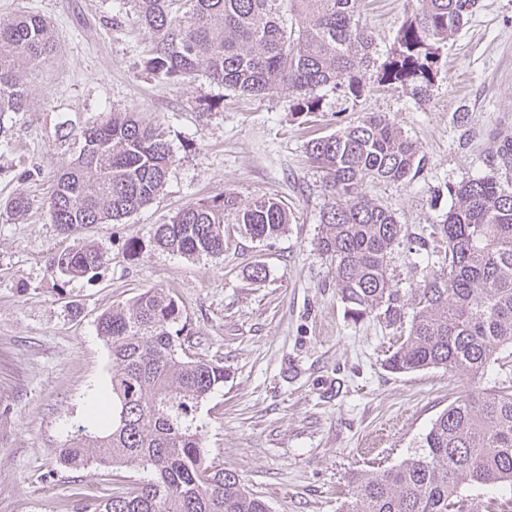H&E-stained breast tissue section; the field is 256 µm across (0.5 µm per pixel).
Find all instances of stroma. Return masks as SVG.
Segmentation results:
<instances>
[{
	"label": "stroma",
	"instance_id": "obj_1",
	"mask_svg": "<svg viewBox=\"0 0 512 512\" xmlns=\"http://www.w3.org/2000/svg\"><path fill=\"white\" fill-rule=\"evenodd\" d=\"M480 11L449 40L428 104L404 90H371L346 108L331 87L323 110L302 124L288 88L239 95L198 75L161 80L144 68L151 29L115 0H0V20L34 13L50 24L54 55L26 70V109L0 115V512H92L141 471L75 470L53 449L89 421L110 386L112 358L96 331L105 310L157 288L184 307L195 356L220 363L224 383L198 410L210 459L236 473L270 512H342L352 473L398 465L418 454L434 420L471 390L442 368L406 374L385 366L410 321H352L319 250L327 205L322 173L306 144L366 112L388 115L423 158L406 185H378L372 197L393 211L406 239L391 254L395 287H416L441 249L434 224L448 209L439 188L487 172L512 137V0H479ZM406 17V0H363L361 21L386 52ZM212 101V111L199 108ZM135 112L159 127L173 163L160 193L119 224L67 235L52 224L48 199L77 155L74 138L108 112ZM235 192L267 194L291 210L277 239L224 229L220 257L185 258L153 242L157 225L182 207ZM25 194L28 210L11 211ZM143 253L130 257L128 239ZM94 242L109 261L91 279L52 277L53 254ZM266 268L253 279L254 264Z\"/></svg>",
	"mask_w": 512,
	"mask_h": 512
}]
</instances>
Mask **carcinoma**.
Instances as JSON below:
<instances>
[{"label": "carcinoma", "mask_w": 512, "mask_h": 512, "mask_svg": "<svg viewBox=\"0 0 512 512\" xmlns=\"http://www.w3.org/2000/svg\"><path fill=\"white\" fill-rule=\"evenodd\" d=\"M154 33L147 71L187 80L204 73L249 96L280 87L292 112L322 111L318 90L357 106L365 74L377 86L430 98L448 40L466 26L478 0H407L408 15L383 61L362 23L360 0H133ZM294 16L288 27L281 14ZM55 50L50 25L37 14L0 21V114L23 112L20 73ZM79 153L49 197L52 223L67 234L118 223L148 205L164 185L173 155L157 128L131 112H111L80 130ZM308 159L323 172L329 199L318 247L335 270L336 290L353 321L378 312L395 324L412 311L407 336L386 359L396 373L432 367L479 380L512 350V190L499 168L512 166V140L502 141L489 172L447 187L450 204L436 224L444 244L418 287H394L390 255L403 225L369 188L403 186L418 173L417 146L385 114L366 112L333 134L309 140ZM290 223L288 206L261 195L242 202L230 191L191 203L157 226L155 244L184 257L224 254V225L251 238L273 239ZM107 252L84 244L54 254L60 279L94 277ZM97 333L112 356L110 390L91 424L79 426L53 452L72 469L135 467L148 473L114 491L94 512H269L266 502L203 450L197 410L224 383V366L187 354L188 317L161 289H147L103 312ZM425 451L399 465L351 476L344 512H452L462 487L512 491V390L481 388L448 405L422 438Z\"/></svg>", "instance_id": "1"}]
</instances>
